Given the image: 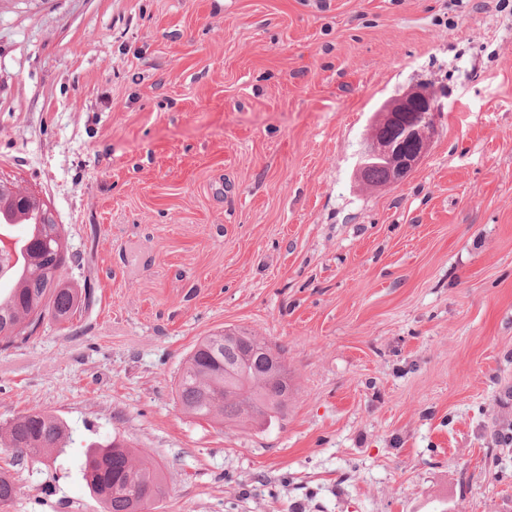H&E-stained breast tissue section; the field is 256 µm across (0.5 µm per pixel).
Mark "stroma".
<instances>
[{"mask_svg": "<svg viewBox=\"0 0 512 512\" xmlns=\"http://www.w3.org/2000/svg\"><path fill=\"white\" fill-rule=\"evenodd\" d=\"M422 82L421 165L355 182ZM1 178L92 295L0 345V427L67 428L43 464L0 447V512H103L82 465L114 437L164 472L145 512H512V0H0ZM234 329L282 352L277 419L176 399ZM434 97L426 85H416L387 101L373 115L355 170L359 182L364 181L366 173L367 185H385L388 174L387 168L377 163L381 161L388 166L390 185L400 183L418 168L437 131ZM391 126H395L399 137L386 140L384 131ZM409 143L416 146L409 149ZM372 163L377 164L368 167Z\"/></svg>", "mask_w": 512, "mask_h": 512, "instance_id": "stroma-1", "label": "stroma"}]
</instances>
